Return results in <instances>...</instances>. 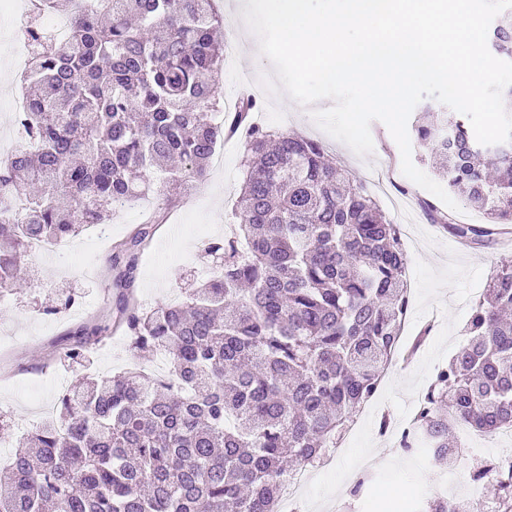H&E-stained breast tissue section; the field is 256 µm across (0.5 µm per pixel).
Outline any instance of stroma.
Masks as SVG:
<instances>
[{"mask_svg":"<svg viewBox=\"0 0 512 512\" xmlns=\"http://www.w3.org/2000/svg\"><path fill=\"white\" fill-rule=\"evenodd\" d=\"M216 2L224 17L225 42L232 47L222 74L225 107H233L238 83L245 77L260 103L253 116L255 123L279 134L321 142L337 165L358 181L371 170L396 164L392 182L372 186L371 191L385 214H392L394 206H404L405 221L411 226L403 249L413 308L403 342L412 345L420 330L428 332L413 356L392 362L381 397L355 433L329 450L328 465L314 467L311 481L296 502V512H414L415 500L437 494L448 470L430 456L404 452L396 432L413 419L419 397L462 345L474 300L508 255L499 241L489 247L470 240L457 245L455 236L431 223L422 204L434 201L435 196L399 171V148L382 122L370 127L372 154L360 156L321 130L308 108L284 92L267 93L260 78L272 75L273 67L243 40L235 26L245 0ZM21 34L16 19H0L1 139L18 134L12 100L22 88L12 44ZM243 152L242 139L225 141L220 149L222 167L211 168L207 179L194 183L190 190L175 193L168 221L141 257L137 299L142 307L176 301L210 276L213 262L200 246L203 238H221L235 221ZM155 204L152 198L131 200L102 225L101 235H79L69 252L59 256H31L30 264L39 276L36 287L0 298V439L6 441L0 446V456H10L20 438L34 430L39 405H56L60 395L57 380L73 384L82 377L78 364L60 357L58 342L80 324H112L115 291L107 269L108 252ZM62 288L73 291L76 307L61 315L45 314L44 306ZM92 360L93 372L110 376L134 366L155 371L157 356L135 351L128 336L112 332L94 345ZM383 419L390 423L385 433L379 429ZM368 456L374 462L367 474V489L352 496L354 483L362 474V461Z\"/></svg>","mask_w":512,"mask_h":512,"instance_id":"35a3bbf8","label":"stroma"}]
</instances>
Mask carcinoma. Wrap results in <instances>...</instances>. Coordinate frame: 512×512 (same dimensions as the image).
Listing matches in <instances>:
<instances>
[{"mask_svg": "<svg viewBox=\"0 0 512 512\" xmlns=\"http://www.w3.org/2000/svg\"><path fill=\"white\" fill-rule=\"evenodd\" d=\"M61 43L30 19L23 77L28 143L0 161V291L28 288L35 238L69 240L129 199L201 181L225 139L243 135L236 238L204 243L222 267L185 299L131 305L161 207L109 256L116 319L138 350L164 351L166 376L140 368L84 376L53 418L17 446L0 512H278L283 483L336 447L376 393L406 318L399 226L313 139L251 123L258 103L220 104L222 20L213 0H99L69 12ZM487 42L512 62V10ZM448 188L488 223L449 233L483 242L512 224V142L481 145L455 112L415 126ZM249 245L239 251L238 240ZM512 261L471 308L466 341L422 397L406 452L448 460L457 426L512 428ZM107 327L81 325L64 355L83 356ZM512 512V469L487 487ZM424 512H480L429 499Z\"/></svg>", "mask_w": 512, "mask_h": 512, "instance_id": "obj_1", "label": "carcinoma"}]
</instances>
